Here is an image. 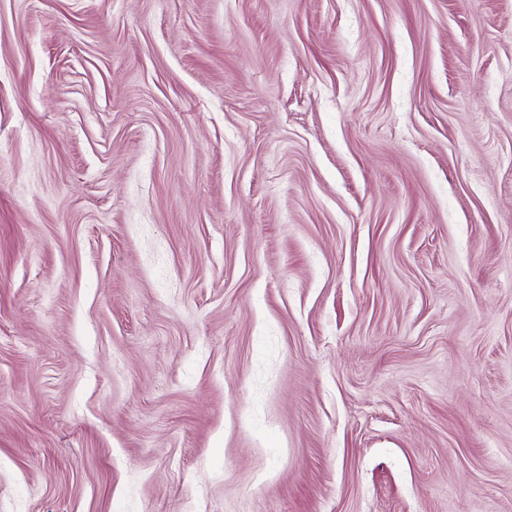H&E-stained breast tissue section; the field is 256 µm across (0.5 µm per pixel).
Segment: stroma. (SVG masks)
I'll use <instances>...</instances> for the list:
<instances>
[{
    "label": "stroma",
    "mask_w": 512,
    "mask_h": 512,
    "mask_svg": "<svg viewBox=\"0 0 512 512\" xmlns=\"http://www.w3.org/2000/svg\"><path fill=\"white\" fill-rule=\"evenodd\" d=\"M0 512H512V0H0Z\"/></svg>",
    "instance_id": "stroma-1"
}]
</instances>
